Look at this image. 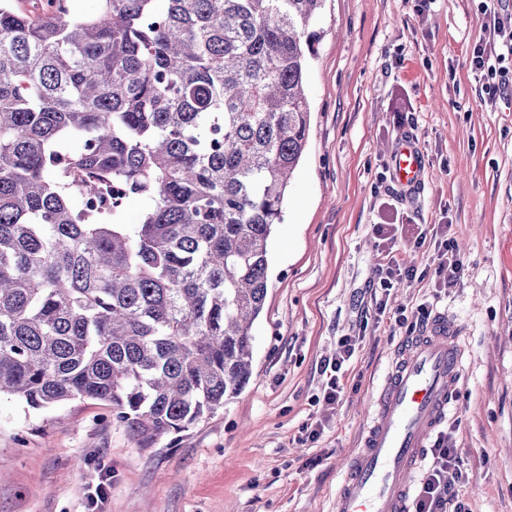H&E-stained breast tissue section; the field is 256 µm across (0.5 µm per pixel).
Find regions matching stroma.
<instances>
[{"label": "stroma", "mask_w": 512, "mask_h": 512, "mask_svg": "<svg viewBox=\"0 0 512 512\" xmlns=\"http://www.w3.org/2000/svg\"><path fill=\"white\" fill-rule=\"evenodd\" d=\"M486 21L479 0H325L311 130L269 242L249 385L148 445L96 401L35 411L1 397L0 512H335L339 469L408 337L390 316L416 322L422 304L456 325L463 350L440 426L464 461L458 498L468 512H512V86L488 96L472 69ZM408 132L423 174L403 197L393 153ZM391 218L393 256L416 275L385 291L372 227ZM437 224L464 261L443 289L432 244L413 245ZM343 336L359 347L331 409L321 362Z\"/></svg>", "instance_id": "obj_1"}]
</instances>
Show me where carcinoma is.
I'll use <instances>...</instances> for the list:
<instances>
[{
	"label": "carcinoma",
	"instance_id": "obj_1",
	"mask_svg": "<svg viewBox=\"0 0 512 512\" xmlns=\"http://www.w3.org/2000/svg\"><path fill=\"white\" fill-rule=\"evenodd\" d=\"M51 2L0 0V396L149 444L252 377L324 0Z\"/></svg>",
	"mask_w": 512,
	"mask_h": 512
}]
</instances>
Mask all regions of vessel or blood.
<instances>
[{
  "mask_svg": "<svg viewBox=\"0 0 512 512\" xmlns=\"http://www.w3.org/2000/svg\"><path fill=\"white\" fill-rule=\"evenodd\" d=\"M393 161L401 186L420 183L422 157L414 143L400 142ZM462 359L455 329L442 319L408 347L386 378L362 447L341 469L335 512H411L414 478L448 414Z\"/></svg>",
  "mask_w": 512,
  "mask_h": 512,
  "instance_id": "vessel-or-blood-1",
  "label": "vessel or blood"
}]
</instances>
